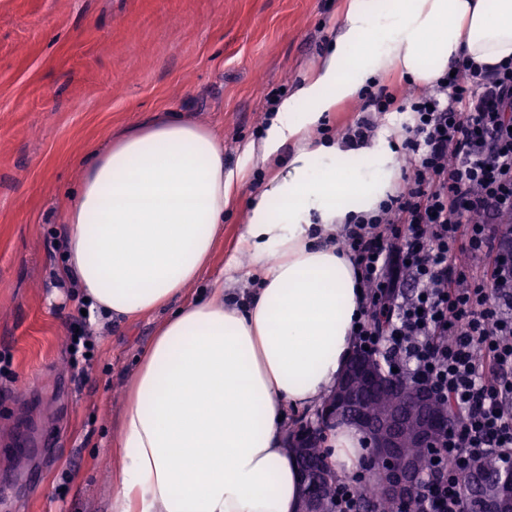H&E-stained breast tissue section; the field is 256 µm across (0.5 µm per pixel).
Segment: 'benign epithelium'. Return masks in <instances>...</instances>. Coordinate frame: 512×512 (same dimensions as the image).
<instances>
[{
  "label": "benign epithelium",
  "instance_id": "1",
  "mask_svg": "<svg viewBox=\"0 0 512 512\" xmlns=\"http://www.w3.org/2000/svg\"><path fill=\"white\" fill-rule=\"evenodd\" d=\"M376 388L382 394L397 391L396 383L383 380L367 355L353 354L326 410L317 416L316 426L344 423L361 430L373 447L368 467L379 477L382 493L407 500L415 490V465L404 451H438L444 443L442 417L433 394L419 388L404 402L387 408L383 419L375 420L358 409L356 400L362 392ZM320 493L319 487H302L301 512H320ZM479 512H512V476L500 480L496 493L481 496Z\"/></svg>",
  "mask_w": 512,
  "mask_h": 512
}]
</instances>
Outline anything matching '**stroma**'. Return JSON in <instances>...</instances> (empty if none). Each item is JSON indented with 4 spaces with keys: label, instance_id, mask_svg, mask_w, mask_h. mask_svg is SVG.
Listing matches in <instances>:
<instances>
[{
    "label": "stroma",
    "instance_id": "stroma-1",
    "mask_svg": "<svg viewBox=\"0 0 512 512\" xmlns=\"http://www.w3.org/2000/svg\"><path fill=\"white\" fill-rule=\"evenodd\" d=\"M345 0H0V512H109L124 384L157 320L93 335L90 367L65 340L81 303L55 287V223L84 158L163 110L224 144L247 176L212 257L236 248L248 200L272 176L246 165L267 98L326 53Z\"/></svg>",
    "mask_w": 512,
    "mask_h": 512
}]
</instances>
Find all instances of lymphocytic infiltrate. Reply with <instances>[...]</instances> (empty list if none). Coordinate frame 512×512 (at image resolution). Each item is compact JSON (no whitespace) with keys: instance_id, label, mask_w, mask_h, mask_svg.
Returning a JSON list of instances; mask_svg holds the SVG:
<instances>
[{"instance_id":"obj_1","label":"lymphocytic infiltrate","mask_w":512,"mask_h":512,"mask_svg":"<svg viewBox=\"0 0 512 512\" xmlns=\"http://www.w3.org/2000/svg\"><path fill=\"white\" fill-rule=\"evenodd\" d=\"M409 113L401 182L337 243L362 289L357 349L445 400L453 426L422 477L415 512H468L462 484L512 451V62L465 61L396 98L365 92L343 139Z\"/></svg>"}]
</instances>
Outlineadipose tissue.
Instances as JSON below:
<instances>
[{
    "label": "adipose tissue",
    "instance_id": "obj_1",
    "mask_svg": "<svg viewBox=\"0 0 512 512\" xmlns=\"http://www.w3.org/2000/svg\"><path fill=\"white\" fill-rule=\"evenodd\" d=\"M463 58L512 59V0H348L315 73L242 149L275 173L248 203L237 242L248 266L232 258L221 274L208 267L241 175L211 129L160 111L89 155L56 282L92 316L158 318L126 382L109 512H298L280 418L341 379L360 295L333 240L395 192L399 166L389 133L362 147L308 133L388 73L431 84ZM241 280L257 286L235 289ZM356 443L347 427L329 437L338 476L361 467Z\"/></svg>",
    "mask_w": 512,
    "mask_h": 512
}]
</instances>
